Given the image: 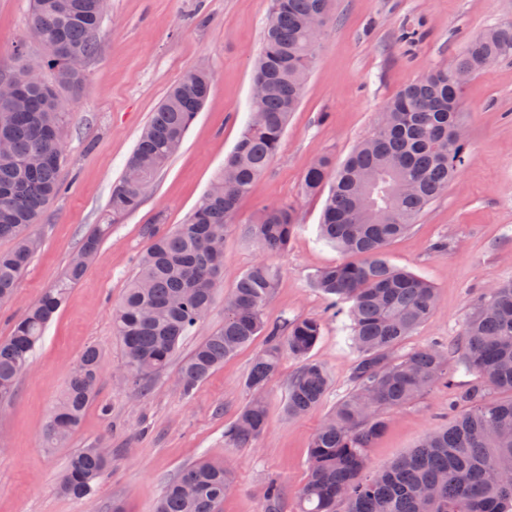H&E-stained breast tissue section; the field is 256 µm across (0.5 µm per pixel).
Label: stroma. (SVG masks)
Here are the masks:
<instances>
[{
	"label": "stroma",
	"mask_w": 512,
	"mask_h": 512,
	"mask_svg": "<svg viewBox=\"0 0 512 512\" xmlns=\"http://www.w3.org/2000/svg\"><path fill=\"white\" fill-rule=\"evenodd\" d=\"M269 0H108L97 55L79 92L62 91L63 192L33 232L40 245L13 295L0 301V340L64 275L83 240L102 241L81 280L48 323L12 395L0 400V512H154L165 486L189 466L210 459L234 476L219 512H265L264 490L278 483L282 512H299L315 432L351 390L356 358L347 318H332L313 286L317 271L343 262L318 240L323 197L307 196L302 180L321 154L341 162L378 124L402 88L431 70L452 66L485 30L512 23V0H335L321 28L307 89L280 147L252 192L238 204L224 238V277L198 330L179 345L169 367L146 391L113 380L124 351L112 310L152 243L151 230L184 223L223 168L250 116L254 62L263 46ZM30 0H0V78L21 58L47 51L31 33ZM207 68L210 94L180 150L157 175L141 206L113 218L109 199L143 129L167 93L193 69ZM468 164L413 228L392 241L386 258L431 283L432 316L403 341L409 351L453 346L481 295L512 278V59L471 77L462 91ZM285 202L296 214L286 250L262 251L247 234L262 206ZM265 262L279 273L264 306L268 322L322 320L311 352L330 372L323 401L288 416V384L300 362L284 357L267 383L265 431L243 448L224 441L225 428L254 397L245 382L266 347L259 336L184 396L176 382L182 361L224 324V301L240 275ZM102 355L99 394L61 447H45V423L87 346ZM454 387L437 385L387 413V428L368 450L371 472L410 453L432 429L451 424ZM112 451L105 478L90 497L57 487L70 455L93 443Z\"/></svg>",
	"instance_id": "1"
}]
</instances>
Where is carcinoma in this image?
<instances>
[{"mask_svg": "<svg viewBox=\"0 0 512 512\" xmlns=\"http://www.w3.org/2000/svg\"><path fill=\"white\" fill-rule=\"evenodd\" d=\"M332 0H271L264 47L253 80L264 89L251 99L250 120L224 169L186 222L153 234L136 275L112 313V327L125 354L124 368L140 390L165 370L179 341L206 316L224 273V229L277 153L288 124L306 92L317 34L305 21L329 18ZM103 12L98 0H33L31 30L48 51L54 82L17 78L7 102L0 101V239L14 247L0 253V300L37 250L31 228L39 223L63 187L60 146L63 112L59 91L80 90L88 62L98 51ZM512 57V24L498 25L474 40L450 68L436 69L400 91L377 125L338 170L326 156L307 169L302 191L317 194L333 179L319 236L355 257L315 274L314 286L330 301L332 316L349 320L356 353L350 392L312 438L308 476L300 492L301 512H512V280L494 286L475 304L457 343L398 352V346L428 319L436 305L434 287L413 273L393 268L386 247L405 234L417 217L448 189L468 161L467 142L452 137L461 122V87L456 73L477 74ZM212 75L198 68L167 94L138 139L127 173L112 188V216L136 211L156 174L180 149L211 88ZM295 229L292 206L265 205L249 231L265 251L287 248ZM86 266L72 265L57 285L0 342V399L10 397L28 368L36 344L67 290ZM278 272L259 262L244 272L224 303V326L195 348L179 371L187 397L224 360L263 335L267 347L246 380L256 397L224 429V442L243 448L267 426L261 392L277 374L283 355L302 360L290 380L286 411L300 416L317 406L329 386L326 366L309 357L323 323L301 318L270 323L263 308ZM349 307H343V304ZM475 378L460 388L454 423L430 431L410 454L379 474L368 472L367 449L395 410L430 388L449 383L453 367ZM100 382V352L87 347L72 371L67 390L44 428L50 448L63 444L94 401ZM111 464L99 444L71 457L59 489L83 498L92 493ZM232 484L220 462L203 461L169 483L155 512H219ZM266 512H281L282 489L272 483Z\"/></svg>", "mask_w": 512, "mask_h": 512, "instance_id": "carcinoma-1", "label": "carcinoma"}]
</instances>
